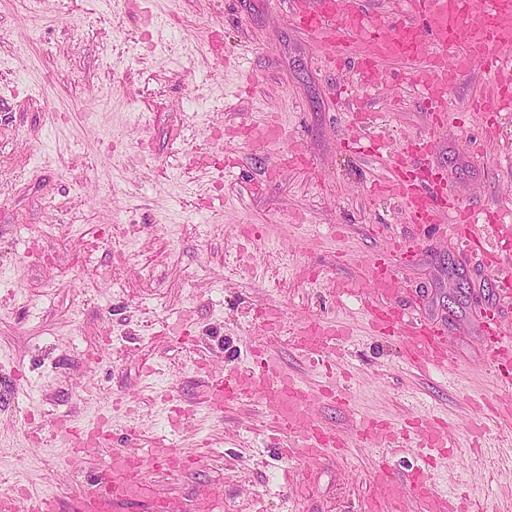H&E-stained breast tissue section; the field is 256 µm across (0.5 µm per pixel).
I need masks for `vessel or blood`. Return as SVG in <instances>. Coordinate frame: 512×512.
<instances>
[{"mask_svg":"<svg viewBox=\"0 0 512 512\" xmlns=\"http://www.w3.org/2000/svg\"><path fill=\"white\" fill-rule=\"evenodd\" d=\"M288 17L306 35L321 45L324 58L336 68L352 67L365 84H376L390 63L407 66L410 86L422 99L432 124H440L449 90L463 84L474 66H481L493 79L491 99L482 101L491 112L512 110V0H397L393 12L378 16L369 0H285ZM254 155L264 158L263 177L272 180L284 165L306 167L303 156L271 153L270 144L282 137L271 120H254L234 126ZM356 157L372 155L388 165L386 180L374 183L375 195L403 199L416 224H440L452 234L461 225L475 223L470 208L448 201V183L432 168H412L392 152L379 136L348 142ZM497 225V253L512 254V227L502 214L491 216ZM337 291L364 296L366 328L374 334L391 333L406 343V363L419 372L453 367L442 330L410 316L400 300L401 289L389 274L381 255H371L354 277L335 281ZM259 333L250 345L249 366L234 368L223 376H210V362L200 358L199 372L207 374L205 405L209 413L223 416L229 402L259 400L269 427L279 441L274 449L287 461L298 463L306 475L333 466L341 449L364 443L378 454L371 483L374 492L364 497L362 512H459L463 500L438 487L433 467L447 459L453 442L448 420L433 413L413 416L403 427L372 419L362 420L355 432L345 436L327 426L317 407L325 400H341L344 392L333 378L310 386L277 356L272 343L282 313L262 308ZM496 309L482 313L489 360L502 369L498 383L503 393L490 411L498 423H512V336L494 331ZM353 330L335 321H306L294 331V349L316 365H330ZM74 455L95 460L106 457L103 475H78L69 495L46 492L0 494V512H222L223 498L213 489L198 493L190 506L163 492L161 482L173 480L199 457L176 451L167 437L154 438L144 453L131 452L139 441L135 428H128L119 444H112L110 418L60 422ZM416 452L418 465L400 467L398 457Z\"/></svg>","mask_w":512,"mask_h":512,"instance_id":"obj_1","label":"vessel or blood"}]
</instances>
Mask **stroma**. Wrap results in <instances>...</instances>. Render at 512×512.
Segmentation results:
<instances>
[{
  "label": "stroma",
  "mask_w": 512,
  "mask_h": 512,
  "mask_svg": "<svg viewBox=\"0 0 512 512\" xmlns=\"http://www.w3.org/2000/svg\"><path fill=\"white\" fill-rule=\"evenodd\" d=\"M145 3L168 22V58L146 49L113 57V21L137 26L119 0H39L36 36L16 0H0V384L15 391L0 406V439L22 449L7 475L69 491L75 470L91 464L69 459L59 419H88L123 398L114 435L132 422L180 450L208 440L209 457L167 487L182 503L210 486L222 493L224 512H357L374 465L368 448H351L307 480L299 464L269 449L257 402L232 403L221 419L207 414L196 360L208 355L223 371L247 365L261 307H279L291 327L345 321L355 330L351 404H322L326 423L342 432L367 417L401 426L431 409L461 438L480 415L474 400L498 393L480 322L484 309L498 307L501 332L512 336V304L497 294L512 263L486 271L459 239L409 223L402 201L370 196L386 170L340 144L354 109L335 101L334 88L351 75L326 70L320 47L289 21L282 0ZM214 27L225 52L241 55L252 91L240 90L237 72L210 55ZM406 77L394 63L384 86L354 91L382 113L391 148L429 137L433 150L419 162L446 174L455 201L494 211L512 205V112L490 116L469 106L491 91L490 76L475 69L449 90L438 129ZM259 110L277 115L288 150L308 158L309 169H285L253 193L263 163L245 144L228 142L224 153L238 166L224 174L221 197L197 205L181 173L191 151L183 141L188 114H202L209 131ZM93 224L118 225L127 238L121 262L113 260L116 242L86 233ZM242 224L262 232L247 266L238 258ZM368 224L383 233L367 235ZM48 225L54 233L46 237ZM393 237L417 245L414 261L391 271L417 314L444 328L454 369H408L403 343L365 334L361 296L333 290L336 276L354 275ZM185 314L195 319L191 334L163 339V323ZM146 363L157 368L148 381ZM170 401L197 409L176 432L165 417ZM480 442L454 449L464 471L453 487L482 512H512V427H490Z\"/></svg>",
  "instance_id": "obj_1"
}]
</instances>
